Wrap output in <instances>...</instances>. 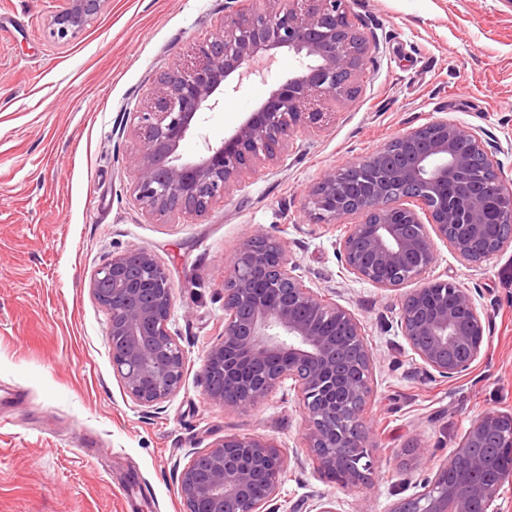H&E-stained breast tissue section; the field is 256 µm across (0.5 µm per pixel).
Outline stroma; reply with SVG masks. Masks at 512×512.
<instances>
[{
    "label": "stroma",
    "mask_w": 512,
    "mask_h": 512,
    "mask_svg": "<svg viewBox=\"0 0 512 512\" xmlns=\"http://www.w3.org/2000/svg\"><path fill=\"white\" fill-rule=\"evenodd\" d=\"M226 0H109L75 38L50 33L58 0H0V512H180L176 467L224 436L299 446L290 385L235 411L209 401L202 355L224 332V267L251 228L283 238L306 285L348 308L374 358L364 411L376 460L371 484L346 492L309 461L282 476V512L335 499L338 512H389L447 461L473 419L512 414V245L472 268L436 242L432 276L480 286L489 320L470 374H428L396 321L402 291L346 276L336 256L345 224L303 211L309 188L437 118L490 134L512 182V5L507 0H351L371 36L361 94L301 133L278 165H260L203 218L154 217L134 201L140 143L120 115L157 89L177 54L214 33ZM280 50L267 77L200 118L181 146L197 156L293 72ZM152 251L174 289L170 328L188 355L180 391L145 411L112 367L109 316L89 281L112 256ZM422 453L407 461L406 448ZM102 448L110 457L99 456Z\"/></svg>",
    "instance_id": "35a3bbf8"
}]
</instances>
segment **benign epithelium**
Segmentation results:
<instances>
[{"label": "benign epithelium", "instance_id": "1", "mask_svg": "<svg viewBox=\"0 0 512 512\" xmlns=\"http://www.w3.org/2000/svg\"><path fill=\"white\" fill-rule=\"evenodd\" d=\"M109 0H59L52 34L85 29ZM226 7L220 30L177 57L154 95L133 113L141 143L132 194L160 217L206 215L258 163L278 164L294 137L318 127L361 92L370 41L358 31L349 0H263ZM286 48L299 66L269 92L232 134L185 160L181 143L199 131L200 114L219 104L246 66ZM498 146L483 130L446 118L414 127L365 159L326 172L308 191L304 212L319 224L354 223L338 241L342 268L357 281L404 294L397 327L426 370L460 377L480 357L488 321L480 288L429 277L434 239L477 266L512 242L489 237V218L512 223V186L474 170L482 158L498 172ZM412 186L415 195L397 190ZM287 242L259 228L245 233L224 271V336L204 352L207 398L227 410L255 405L285 381L301 403L303 449L318 476L345 490L368 484L375 458L363 410L374 359L358 318L328 302L302 276ZM93 300L109 315L112 366L132 401L153 408L182 387L186 352L171 332L173 285L144 248L115 255L90 278ZM512 447V415L472 421L450 464L390 512H500L512 469L497 449ZM288 459L273 442L227 435L191 453L178 475L182 512H280V477Z\"/></svg>", "mask_w": 512, "mask_h": 512}]
</instances>
